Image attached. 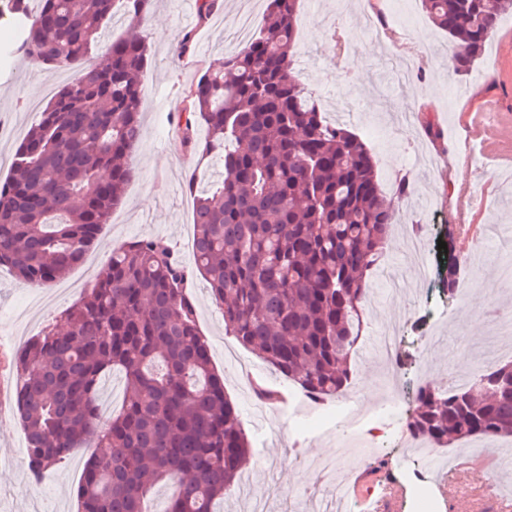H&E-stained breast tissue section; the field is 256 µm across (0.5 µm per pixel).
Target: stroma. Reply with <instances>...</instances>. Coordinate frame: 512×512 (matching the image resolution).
Here are the masks:
<instances>
[{
	"label": "stroma",
	"instance_id": "35a3bbf8",
	"mask_svg": "<svg viewBox=\"0 0 512 512\" xmlns=\"http://www.w3.org/2000/svg\"><path fill=\"white\" fill-rule=\"evenodd\" d=\"M377 2L381 8H394L399 20L413 22L424 54V77L401 80L396 66L398 45L360 34L359 19L369 8L368 0H304L294 59L296 76L319 100L324 112L333 119L344 117L347 128L367 142L382 189L393 192L396 181L407 179L408 193L396 208L390 238L400 236L402 225L421 220L431 240L447 237L448 220L440 217L429 221L425 215L447 202L445 186L451 178H468L472 194L485 199V208L476 211L480 224L512 226V181L502 178L498 163L482 160L480 172L469 175L457 166L469 147L461 113L478 111L492 101L512 110V14L498 20L474 67L458 73L449 60L452 49L447 33L431 24L421 0ZM265 8V0H219L218 10L202 22L190 17L186 6L174 5L173 0H154L150 20L142 29L150 45V66L142 86L143 133L134 158L136 176L127 187L126 200L104 225L101 249L91 252L83 265L66 276L71 292L49 300L37 323L17 317V309L23 308L30 296L8 271L0 269V344L10 345L12 337L25 334L30 326L41 331L51 326L91 287L103 271L109 251L124 240L163 239L184 263H191L193 204L185 183L192 173L212 179L220 166L214 161L197 165L181 144L178 118L191 86L207 70L218 67L225 52L236 48L234 33L241 20L259 29ZM189 30L195 36L192 50L175 55V40ZM336 33L348 39V48L340 57L332 40ZM61 85L57 74L19 55L0 66V121L11 128L10 135L0 137V182L8 179L10 158L49 101L48 87ZM402 112L430 114L441 130V140L431 139L418 121L397 127L396 117ZM501 243L499 235H490L486 254L474 258L468 242L456 240L457 263L467 272L479 269L483 282L469 297L463 313L458 310V299L446 295L445 269L440 260H433L430 277L424 280L413 274L404 250L392 248L386 255L387 265L401 274L403 292L387 289L382 279H370L364 338H374L402 311L410 313L400 344V403L391 413L398 425H405L416 411L419 362L430 366L433 381L440 385L450 361L463 358L472 367L504 361L500 349L512 346V335H499L488 326L478 332L471 328L472 319L487 307L512 311V285L496 292L489 289L499 279ZM191 294L199 328L211 343L213 365L224 376L225 394L236 407L252 448L244 470L249 479L246 490L218 501L217 512H253L258 503L264 512H294L299 502L308 499L314 500L319 512H331L330 502L315 499L307 467L316 449L335 445L334 440L318 436L322 416L303 411L291 417L282 407H271L265 415H258L255 395L242 380L239 365L224 356V320L204 281L195 280ZM22 433L13 417L0 419V512H76L81 469L69 461L32 479ZM343 440L348 453L338 471L347 476L367 471L383 454L389 462V481L397 485L402 470L413 464L400 451L395 436L381 437L368 448L351 431ZM293 444L300 455L295 463L288 453ZM445 489L454 501L451 512H485L488 495L500 493L492 470L479 464L450 477Z\"/></svg>",
	"mask_w": 512,
	"mask_h": 512
}]
</instances>
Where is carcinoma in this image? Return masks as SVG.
<instances>
[{"label":"carcinoma","mask_w":512,"mask_h":512,"mask_svg":"<svg viewBox=\"0 0 512 512\" xmlns=\"http://www.w3.org/2000/svg\"><path fill=\"white\" fill-rule=\"evenodd\" d=\"M12 0L14 53L72 71L40 112L0 185V268L47 288L80 266L125 200L142 136L143 37L112 41L91 62L103 26L142 27L151 0ZM460 47L466 72L512 0H423ZM302 0H267L259 32L189 91L184 143L223 173L193 197V262L159 238L112 248L94 285L17 354L18 421L31 476L83 448L79 512H145L170 483L166 512H214L250 456L238 412L214 371L187 281L202 277L225 335L315 398L341 395L364 321L366 280L385 252L396 202L382 191L366 142L326 120L293 71ZM203 126L206 136H194ZM125 376L121 410L97 414L100 384ZM453 393L419 389L407 422L438 447L512 436V362L476 372ZM493 391L476 396L484 381Z\"/></svg>","instance_id":"cac0c4a2"}]
</instances>
